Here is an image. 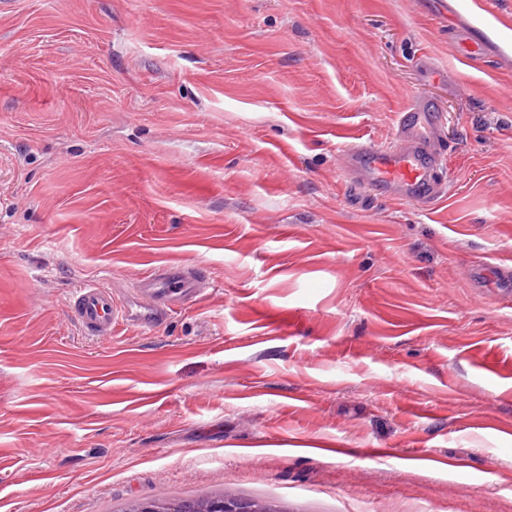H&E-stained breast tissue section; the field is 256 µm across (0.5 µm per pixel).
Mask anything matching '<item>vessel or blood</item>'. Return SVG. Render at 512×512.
<instances>
[{
  "label": "vessel or blood",
  "mask_w": 512,
  "mask_h": 512,
  "mask_svg": "<svg viewBox=\"0 0 512 512\" xmlns=\"http://www.w3.org/2000/svg\"><path fill=\"white\" fill-rule=\"evenodd\" d=\"M439 124L434 107L413 99L398 114L393 141L385 146L370 140L350 143L343 151L344 168L368 190L394 200L429 205L445 191L439 177L444 158ZM472 274L493 280L504 295L512 294V279L502 275L500 266L480 265ZM202 282L199 270L173 265L141 276L134 284L133 297L125 304H117L110 287L93 281L80 282L70 301L86 334L108 336L123 321L149 326L165 322L187 302L196 301Z\"/></svg>",
  "instance_id": "vessel-or-blood-1"
}]
</instances>
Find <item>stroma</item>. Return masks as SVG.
<instances>
[{"label": "stroma", "instance_id": "35a3bbf8", "mask_svg": "<svg viewBox=\"0 0 512 512\" xmlns=\"http://www.w3.org/2000/svg\"><path fill=\"white\" fill-rule=\"evenodd\" d=\"M435 205L343 170L414 98ZM512 0H0V512H512ZM177 263L204 298L82 332ZM203 279L199 270L171 265L141 276L134 284V296L123 307L116 303L112 288L93 281L80 282L70 302L86 334L109 336L120 321L148 326L165 322L187 302L197 300ZM501 265H480L472 270L475 278L485 280L490 279L496 282L500 290L504 293L501 297L510 302V295L512 294V279L504 277L501 273ZM219 498H199L181 500L177 503H170L165 501H151V506L154 508L150 512H184L182 509H192L190 512H207L210 503Z\"/></svg>", "mask_w": 512, "mask_h": 512}]
</instances>
